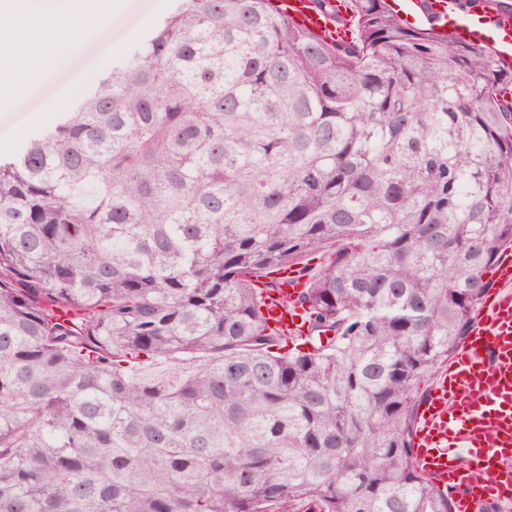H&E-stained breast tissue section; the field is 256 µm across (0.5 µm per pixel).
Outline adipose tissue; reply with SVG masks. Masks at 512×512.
I'll list each match as a JSON object with an SVG mask.
<instances>
[{
	"instance_id": "obj_1",
	"label": "adipose tissue",
	"mask_w": 512,
	"mask_h": 512,
	"mask_svg": "<svg viewBox=\"0 0 512 512\" xmlns=\"http://www.w3.org/2000/svg\"><path fill=\"white\" fill-rule=\"evenodd\" d=\"M113 6V0H84L78 10L70 0H0L1 71L15 67L24 31L35 30L44 35L34 63L14 79L0 81V99L14 101L24 97L58 66L73 34L93 37Z\"/></svg>"
}]
</instances>
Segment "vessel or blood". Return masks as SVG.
I'll use <instances>...</instances> for the list:
<instances>
[{
  "mask_svg": "<svg viewBox=\"0 0 512 512\" xmlns=\"http://www.w3.org/2000/svg\"><path fill=\"white\" fill-rule=\"evenodd\" d=\"M280 11L311 33L347 42L349 27L312 0H278ZM481 26L499 33L504 67H512V16L471 7ZM281 294L301 291L295 272L282 274ZM496 286L484 297L464 345L443 366L418 410L414 456L436 485L450 489L453 512H495L512 502V255L503 254ZM272 295L265 314L291 329L303 323L301 310L286 308Z\"/></svg>",
  "mask_w": 512,
  "mask_h": 512,
  "instance_id": "b4317fda",
  "label": "vessel or blood"
}]
</instances>
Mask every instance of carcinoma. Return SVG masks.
<instances>
[{"mask_svg":"<svg viewBox=\"0 0 512 512\" xmlns=\"http://www.w3.org/2000/svg\"><path fill=\"white\" fill-rule=\"evenodd\" d=\"M343 2L173 0L0 156V512H453L413 433L512 248V69ZM278 8L295 22L329 41L347 42L352 38L349 27L337 26L333 13L317 11L312 0H278ZM280 294H271L265 309L266 317L275 326H287L288 329H302L303 311L301 309H287L280 301Z\"/></svg>","mask_w":512,"mask_h":512,"instance_id":"cac0c4a2","label":"carcinoma"}]
</instances>
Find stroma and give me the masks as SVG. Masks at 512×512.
Listing matches in <instances>:
<instances>
[{
    "mask_svg": "<svg viewBox=\"0 0 512 512\" xmlns=\"http://www.w3.org/2000/svg\"><path fill=\"white\" fill-rule=\"evenodd\" d=\"M171 7V0H122V7L106 16L96 37L73 38L62 63L24 99L0 100V155L12 154L35 137L54 116L62 89L78 99L91 79L112 60V51L137 42Z\"/></svg>",
    "mask_w": 512,
    "mask_h": 512,
    "instance_id": "1",
    "label": "stroma"
}]
</instances>
